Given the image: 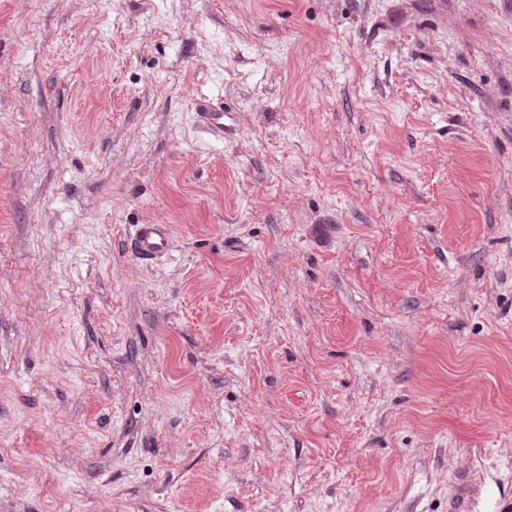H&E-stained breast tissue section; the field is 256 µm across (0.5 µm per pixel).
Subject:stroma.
I'll return each instance as SVG.
<instances>
[{
    "mask_svg": "<svg viewBox=\"0 0 512 512\" xmlns=\"http://www.w3.org/2000/svg\"><path fill=\"white\" fill-rule=\"evenodd\" d=\"M507 501L512 0H0V512ZM133 240L138 257L152 260L168 252L171 230L167 224H141L137 226Z\"/></svg>",
    "mask_w": 512,
    "mask_h": 512,
    "instance_id": "obj_1",
    "label": "stroma"
}]
</instances>
